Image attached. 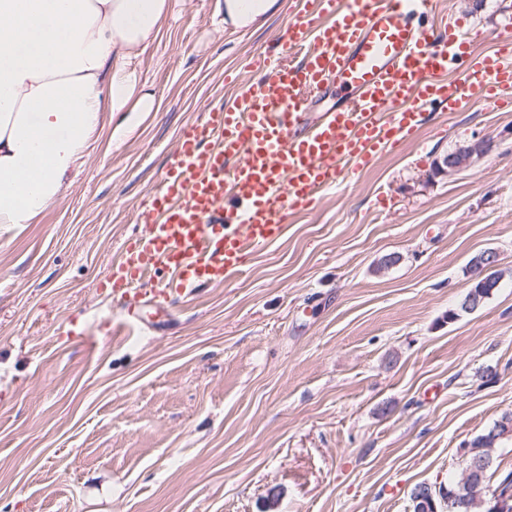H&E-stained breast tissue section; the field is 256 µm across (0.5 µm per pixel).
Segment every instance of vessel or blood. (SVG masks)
<instances>
[{
    "label": "vessel or blood",
    "mask_w": 512,
    "mask_h": 512,
    "mask_svg": "<svg viewBox=\"0 0 512 512\" xmlns=\"http://www.w3.org/2000/svg\"><path fill=\"white\" fill-rule=\"evenodd\" d=\"M438 0H304L281 53L252 62L259 80L184 126L136 233L112 266L129 333L161 328L174 297L241 274L279 241L290 214L415 139L427 107L503 105L512 91V28L492 51L481 33L439 18ZM335 81L346 95L312 116Z\"/></svg>",
    "instance_id": "b4317fda"
}]
</instances>
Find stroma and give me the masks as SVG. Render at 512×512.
Returning <instances> with one entry per match:
<instances>
[{"instance_id": "35a3bbf8", "label": "stroma", "mask_w": 512, "mask_h": 512, "mask_svg": "<svg viewBox=\"0 0 512 512\" xmlns=\"http://www.w3.org/2000/svg\"><path fill=\"white\" fill-rule=\"evenodd\" d=\"M295 7L253 31L180 0L142 57L160 111L0 236V512H412L415 486L460 476L512 412V111L482 102L429 111L245 273L176 300V326L114 333L107 278L180 130L236 96L225 72L249 78ZM441 7L483 51L512 19V0ZM488 249L499 288L446 322Z\"/></svg>"}]
</instances>
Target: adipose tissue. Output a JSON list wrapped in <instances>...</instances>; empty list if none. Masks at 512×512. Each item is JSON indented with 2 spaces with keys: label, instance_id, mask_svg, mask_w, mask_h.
Wrapping results in <instances>:
<instances>
[{
  "label": "adipose tissue",
  "instance_id": "1",
  "mask_svg": "<svg viewBox=\"0 0 512 512\" xmlns=\"http://www.w3.org/2000/svg\"><path fill=\"white\" fill-rule=\"evenodd\" d=\"M278 0H223L225 24L260 30ZM172 0H0V232L35 224L86 165L114 112L158 111L141 57Z\"/></svg>",
  "mask_w": 512,
  "mask_h": 512
}]
</instances>
